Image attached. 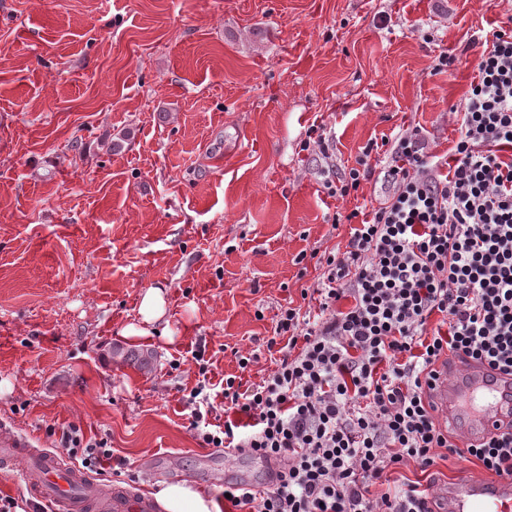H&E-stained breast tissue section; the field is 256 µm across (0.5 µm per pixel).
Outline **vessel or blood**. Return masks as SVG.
Here are the masks:
<instances>
[{
    "instance_id": "vessel-or-blood-1",
    "label": "vessel or blood",
    "mask_w": 512,
    "mask_h": 512,
    "mask_svg": "<svg viewBox=\"0 0 512 512\" xmlns=\"http://www.w3.org/2000/svg\"><path fill=\"white\" fill-rule=\"evenodd\" d=\"M430 402L447 422L451 441L459 446L512 430V375L507 372L449 359L436 368ZM27 445L22 436L1 428L0 462H18ZM20 478L27 491L55 505L57 512H93L102 501L110 512H154L150 499L107 488L78 467L64 464L59 453L42 451L38 468L21 471ZM432 508L434 512H512V478L461 475L435 487Z\"/></svg>"
}]
</instances>
